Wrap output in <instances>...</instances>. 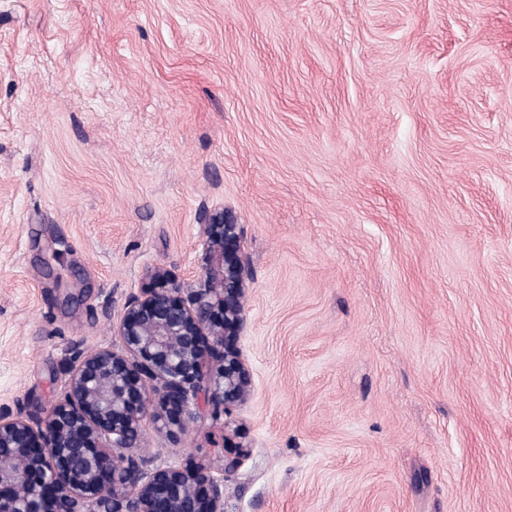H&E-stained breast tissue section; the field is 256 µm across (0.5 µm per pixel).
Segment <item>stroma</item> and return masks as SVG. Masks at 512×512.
I'll list each match as a JSON object with an SVG mask.
<instances>
[{
	"label": "stroma",
	"instance_id": "stroma-1",
	"mask_svg": "<svg viewBox=\"0 0 512 512\" xmlns=\"http://www.w3.org/2000/svg\"><path fill=\"white\" fill-rule=\"evenodd\" d=\"M216 209L251 394L135 456L224 512H512V0H0V407L195 287Z\"/></svg>",
	"mask_w": 512,
	"mask_h": 512
}]
</instances>
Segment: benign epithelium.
I'll use <instances>...</instances> for the list:
<instances>
[{
  "label": "benign epithelium",
  "instance_id": "benign-epithelium-1",
  "mask_svg": "<svg viewBox=\"0 0 512 512\" xmlns=\"http://www.w3.org/2000/svg\"><path fill=\"white\" fill-rule=\"evenodd\" d=\"M202 230L197 287L152 271V285L125 302L120 349L76 353L43 415L0 410V512H224V484L206 467L125 455L143 439L151 394L153 422L172 435L200 417V403L229 417L251 391L238 347L250 279L241 227L219 210ZM243 456L240 444L224 449V472Z\"/></svg>",
  "mask_w": 512,
  "mask_h": 512
}]
</instances>
